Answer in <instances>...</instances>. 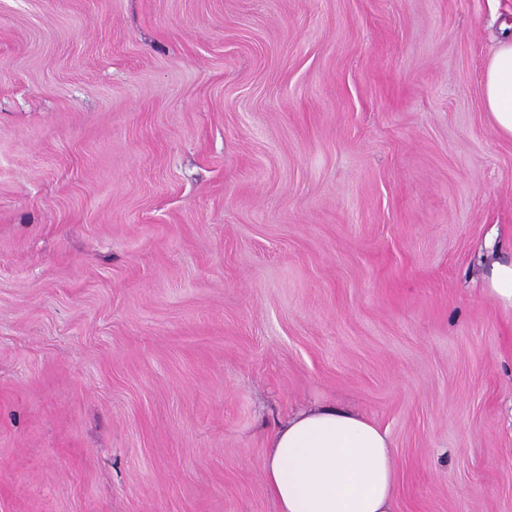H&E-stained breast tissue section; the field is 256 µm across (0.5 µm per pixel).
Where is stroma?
<instances>
[{
    "label": "stroma",
    "mask_w": 512,
    "mask_h": 512,
    "mask_svg": "<svg viewBox=\"0 0 512 512\" xmlns=\"http://www.w3.org/2000/svg\"><path fill=\"white\" fill-rule=\"evenodd\" d=\"M512 0H0V512H277L310 403L394 512H512ZM484 106L502 136L512 139V32L492 51L484 71ZM488 295L504 310L512 309V261L494 262L487 275Z\"/></svg>",
    "instance_id": "35a3bbf8"
}]
</instances>
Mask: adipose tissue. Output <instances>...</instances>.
<instances>
[{
	"label": "adipose tissue",
	"mask_w": 512,
	"mask_h": 512,
	"mask_svg": "<svg viewBox=\"0 0 512 512\" xmlns=\"http://www.w3.org/2000/svg\"><path fill=\"white\" fill-rule=\"evenodd\" d=\"M484 106L512 138V32L484 71ZM263 476L278 512H393V444L364 415L332 405L298 411L269 436Z\"/></svg>",
	"instance_id": "ef3b65f1"
}]
</instances>
